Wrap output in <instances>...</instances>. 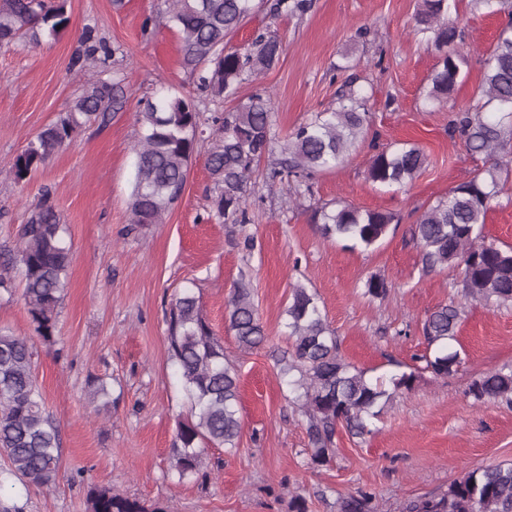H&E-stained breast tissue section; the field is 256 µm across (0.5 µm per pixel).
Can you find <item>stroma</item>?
Wrapping results in <instances>:
<instances>
[{
    "mask_svg": "<svg viewBox=\"0 0 512 512\" xmlns=\"http://www.w3.org/2000/svg\"><path fill=\"white\" fill-rule=\"evenodd\" d=\"M165 0H68L69 23L39 47L0 48V248L16 249L18 230L42 192L66 226L73 252L69 285L59 308L56 344L37 343L36 377L61 436V477L49 491L11 479L0 492V512H88L87 493L105 486L165 512H288L290 493L310 512H337L339 496L369 488L378 512H402L403 503L437 495L466 473L512 460V407L474 403L472 378L512 368V304L469 302L459 327L465 351L461 371L445 378L425 370L418 327L438 304L459 297L458 270L422 273L410 237L414 212L483 167L448 134V112L476 103L484 61L506 13H488L480 0H462L460 23L470 47L448 104L426 108L423 94L436 54L411 27L417 0H313L301 17L271 18L268 5L227 39L245 50L259 28L283 41L280 63L246 81L240 96L271 95L273 131L284 138L314 112L335 106L356 66L369 95L371 125L345 164L317 174L313 197L290 203L271 180L273 158L262 159L250 184L252 221L208 219L214 197L205 167L211 134L199 141L182 198L164 223L129 226L135 175L132 145L140 132V103L162 89L195 92L181 64L175 29L144 32L147 16L165 13ZM121 47L124 107L106 122L86 125L27 183L9 173L15 156L66 111L92 78L73 65L85 28ZM366 37H357L359 28ZM410 144L427 158L411 185L383 188L368 178L370 158L383 147ZM340 200L390 211L401 222L375 248H346L324 238L312 221L311 201ZM487 237L512 246V175L488 212ZM253 237L255 247L241 243ZM387 280L386 296L365 295L367 279ZM251 288L266 334L262 346L241 352L225 325L226 303L238 283ZM315 293L338 336L345 359L378 376L413 373L412 389L384 407L366 440L338 432L328 467L307 466L306 418L289 398L277 358L287 347L284 309L293 286ZM190 287L203 314L224 340L238 370L242 436L237 451L208 447L201 469L207 485L178 482L170 448L186 409L168 359L167 314L174 296ZM23 283L0 289V328L29 336ZM103 380L110 409L96 411L91 383Z\"/></svg>",
    "mask_w": 512,
    "mask_h": 512,
    "instance_id": "35a3bbf8",
    "label": "stroma"
}]
</instances>
